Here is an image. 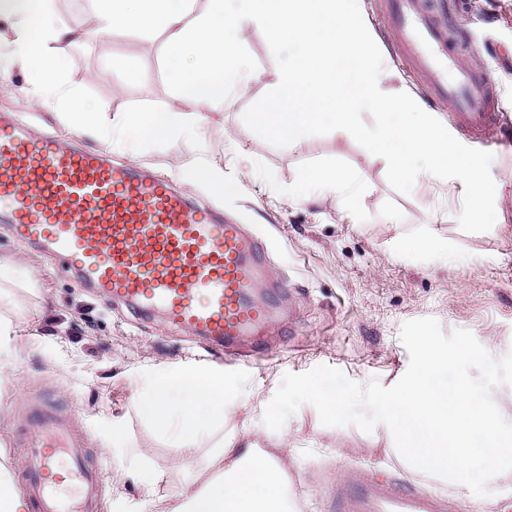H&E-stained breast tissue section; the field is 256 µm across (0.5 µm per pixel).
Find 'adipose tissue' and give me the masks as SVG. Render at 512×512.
Masks as SVG:
<instances>
[{
	"instance_id": "obj_1",
	"label": "adipose tissue",
	"mask_w": 512,
	"mask_h": 512,
	"mask_svg": "<svg viewBox=\"0 0 512 512\" xmlns=\"http://www.w3.org/2000/svg\"><path fill=\"white\" fill-rule=\"evenodd\" d=\"M196 2L91 0L89 35L123 29L164 36L177 105L146 119L131 113L113 117L87 109L73 96L64 115L73 131H110L107 143L116 150L142 138L191 141L207 123V109L228 90L244 95L261 83L274 94L254 114V131L292 146L317 128L364 140L371 159L416 188L457 172L468 182L472 209H480L487 187L449 146L447 128L405 86L381 91L374 67L384 47L353 0H207L201 12ZM0 17L11 22L10 50L0 57V72L18 63L27 66L26 92L37 105L64 96L58 80L64 65L61 46L75 33L60 24L57 0H0ZM249 27L263 30L276 52L289 53V61L264 69L241 55L238 38ZM368 108L379 111L370 128L361 122ZM417 154L428 157L427 173L410 168ZM226 395L221 371L159 369L133 404L144 421L173 436L190 457L202 436L223 426ZM220 446L221 473L194 478L181 502L160 512H287L283 472L272 454L250 440L248 428L225 435Z\"/></svg>"
}]
</instances>
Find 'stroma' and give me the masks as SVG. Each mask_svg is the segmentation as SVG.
<instances>
[{
    "instance_id": "35a3bbf8",
    "label": "stroma",
    "mask_w": 512,
    "mask_h": 512,
    "mask_svg": "<svg viewBox=\"0 0 512 512\" xmlns=\"http://www.w3.org/2000/svg\"><path fill=\"white\" fill-rule=\"evenodd\" d=\"M447 25L463 63L490 69L503 105L500 143L483 146L459 132L447 105H429L447 125L451 143L489 188L483 204L491 221L473 213L461 180L412 188L369 148L326 130L298 146L252 132L251 116L270 95L227 93L209 110L211 123L197 140L137 141L114 150V162L165 177L190 196L224 211L264 240L270 273L288 284L272 297L273 316L261 337L269 349L249 364H225L221 349L203 336L168 325L161 314L139 317L123 304L86 288L61 259L13 241L0 229V256L23 258L32 282L0 287V313L29 323L16 337V354L0 355V465L18 476L24 465L27 412L39 399L59 402L101 469L99 512H153L164 497L177 504L190 469L209 467L218 436L186 462L175 441L159 436L136 413L131 398L159 368H221L233 387L226 428L249 426L260 448L275 451L288 479L290 512H336L350 476L364 472L402 491L430 492L441 512H502L512 505V473L495 495L451 496L411 473L394 452L390 429L327 427L302 405L281 430L253 412L270 402L287 372L319 365L342 370L358 383L396 382L409 365L400 332L406 321L435 318L444 334L465 329L496 357L512 350V0H425ZM65 89L107 112L169 109L175 92L166 76L158 37L117 32L64 49ZM27 69L0 76V113L10 112L37 135H56L89 150L102 137L75 135L60 119L64 103L46 108L25 94ZM224 172L230 191L216 194L188 179L198 157ZM336 169L353 177L351 192L297 196L305 170ZM432 241L433 254L404 252L405 243ZM160 474L155 485L138 473Z\"/></svg>"
}]
</instances>
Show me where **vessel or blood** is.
Returning <instances> with one entry per match:
<instances>
[{
  "label": "vessel or blood",
  "mask_w": 512,
  "mask_h": 512,
  "mask_svg": "<svg viewBox=\"0 0 512 512\" xmlns=\"http://www.w3.org/2000/svg\"><path fill=\"white\" fill-rule=\"evenodd\" d=\"M388 23L423 91L448 103L457 128L480 143L497 139L499 105L489 70L454 67L442 25L420 0H389ZM0 204L9 236L69 260L78 278L142 314L223 344L271 318L256 298L265 246L211 205L171 182L100 153L61 145L0 115ZM24 468L34 512H96L101 474L69 417L49 405L30 411ZM338 512H438L435 496L404 494L394 484L356 475Z\"/></svg>",
  "instance_id": "vessel-or-blood-1"
}]
</instances>
